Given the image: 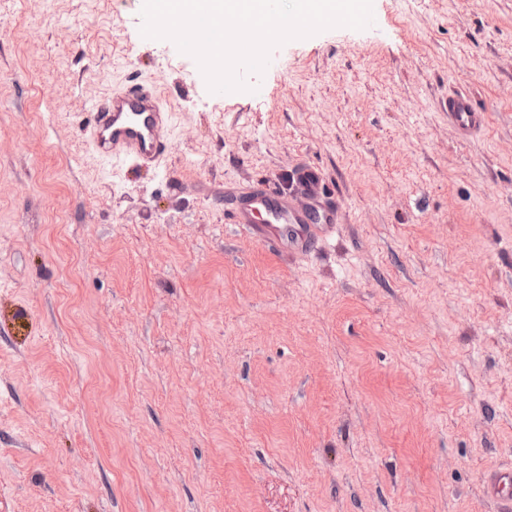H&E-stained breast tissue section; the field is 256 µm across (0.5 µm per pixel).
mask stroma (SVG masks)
Masks as SVG:
<instances>
[{
    "instance_id": "obj_1",
    "label": "stroma",
    "mask_w": 512,
    "mask_h": 512,
    "mask_svg": "<svg viewBox=\"0 0 512 512\" xmlns=\"http://www.w3.org/2000/svg\"><path fill=\"white\" fill-rule=\"evenodd\" d=\"M142 4L0 0V512H495L512 0H373L227 98ZM132 76L175 115L159 167L85 140ZM303 166L326 244L232 224L225 190ZM448 120L464 136L480 132L486 125L487 114L475 107L467 93H456L448 97Z\"/></svg>"
}]
</instances>
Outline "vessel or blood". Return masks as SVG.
<instances>
[{"instance_id":"b4317fda","label":"vessel or blood","mask_w":512,"mask_h":512,"mask_svg":"<svg viewBox=\"0 0 512 512\" xmlns=\"http://www.w3.org/2000/svg\"><path fill=\"white\" fill-rule=\"evenodd\" d=\"M448 119L462 135L469 136L485 127L487 114L475 107L469 94L461 92L448 98ZM171 124L172 114L154 85L133 79L97 104L91 144L102 159L151 166L172 149ZM309 173V168H300L298 190L291 197L264 184L245 188L235 198L232 222L253 238L290 247L302 257L310 254L317 243L335 232L339 217L335 206L312 207L322 185L310 182ZM486 493L500 512H512V468L490 475Z\"/></svg>"}]
</instances>
